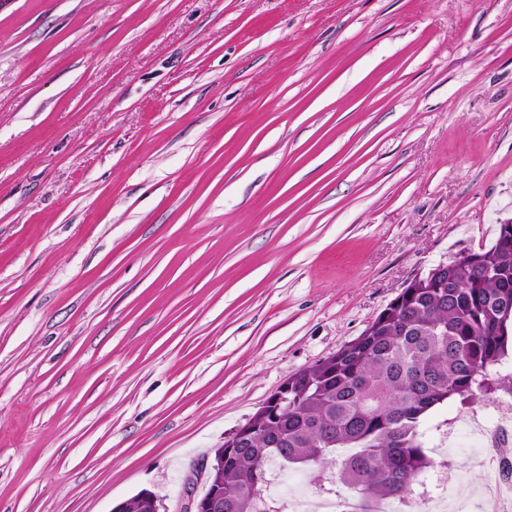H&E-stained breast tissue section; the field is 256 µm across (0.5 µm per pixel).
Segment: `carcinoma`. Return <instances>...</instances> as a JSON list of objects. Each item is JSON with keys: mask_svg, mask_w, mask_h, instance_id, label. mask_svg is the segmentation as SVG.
Segmentation results:
<instances>
[{"mask_svg": "<svg viewBox=\"0 0 512 512\" xmlns=\"http://www.w3.org/2000/svg\"><path fill=\"white\" fill-rule=\"evenodd\" d=\"M479 255L440 270L448 287L405 292L386 319L288 378V407L224 449V512H270L258 485L272 462L315 479L335 469L352 491L345 512L406 501L434 466L422 418L452 398L477 401L512 348V257L496 240Z\"/></svg>", "mask_w": 512, "mask_h": 512, "instance_id": "1", "label": "carcinoma"}]
</instances>
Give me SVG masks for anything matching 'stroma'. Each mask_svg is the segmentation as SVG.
<instances>
[{"label":"stroma","instance_id":"35a3bbf8","mask_svg":"<svg viewBox=\"0 0 512 512\" xmlns=\"http://www.w3.org/2000/svg\"><path fill=\"white\" fill-rule=\"evenodd\" d=\"M512 220V0H0V512L185 477L416 276ZM396 512L512 473L462 425ZM340 499V484L273 472Z\"/></svg>","mask_w":512,"mask_h":512}]
</instances>
